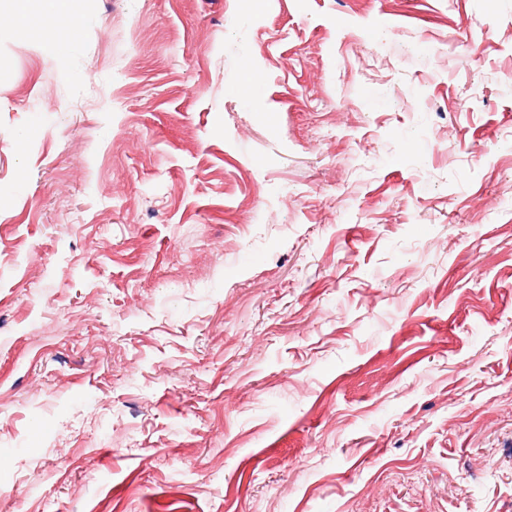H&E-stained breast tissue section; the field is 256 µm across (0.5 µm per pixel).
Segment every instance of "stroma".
Returning <instances> with one entry per match:
<instances>
[{"mask_svg": "<svg viewBox=\"0 0 512 512\" xmlns=\"http://www.w3.org/2000/svg\"><path fill=\"white\" fill-rule=\"evenodd\" d=\"M244 4L0 30V512H512V0Z\"/></svg>", "mask_w": 512, "mask_h": 512, "instance_id": "1", "label": "stroma"}]
</instances>
